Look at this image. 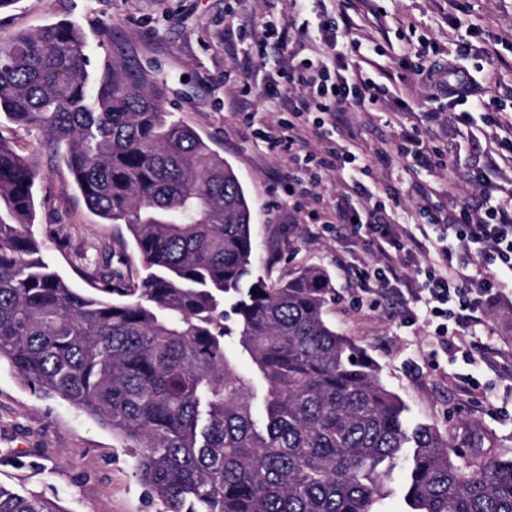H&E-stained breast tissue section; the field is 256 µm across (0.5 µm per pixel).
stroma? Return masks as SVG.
<instances>
[{"instance_id":"1","label":"stroma","mask_w":512,"mask_h":512,"mask_svg":"<svg viewBox=\"0 0 512 512\" xmlns=\"http://www.w3.org/2000/svg\"><path fill=\"white\" fill-rule=\"evenodd\" d=\"M470 23L500 37L512 36V0H465ZM379 19L367 20L370 48H382L376 78L393 94L403 87L395 63L400 21L417 25V36L447 42L448 0H375ZM288 26V54L305 56L307 15L297 0H15L0 10V43L23 29L68 19L91 47V66L112 57L163 81L164 107L194 128L234 168L249 199L256 244L255 274L278 281L308 266L327 270L336 299L325 317L382 368L384 384L401 397L411 420L437 427L462 459L492 452L512 455V281L501 284V300L481 306L477 322L455 329L440 344L434 329L416 317L406 288H361L360 270L375 266L373 248L336 232L331 202L341 189L337 176L324 177L313 195L292 200L288 153L268 151L255 124L288 129L280 105L266 102L263 89L272 58L239 50L261 37V20ZM407 111L393 99L347 117L353 144L370 167L362 182L381 197L397 199L407 227L423 223L409 182L430 185L434 206L447 208L443 170L408 168L397 154L402 134L418 126L420 112L434 108L433 90L415 77ZM250 87L254 123L234 111L230 100ZM38 209L34 231L44 255L79 291L100 253L123 256L124 273L145 270L122 224H104L68 187L69 174L39 158ZM133 449L111 429L58 398L25 386L8 365L0 366V487L50 503L56 512H164V505L135 475Z\"/></svg>"}]
</instances>
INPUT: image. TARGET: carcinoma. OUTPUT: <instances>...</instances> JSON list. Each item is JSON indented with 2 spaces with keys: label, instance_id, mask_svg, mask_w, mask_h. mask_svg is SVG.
Wrapping results in <instances>:
<instances>
[{
  "label": "carcinoma",
  "instance_id": "obj_1",
  "mask_svg": "<svg viewBox=\"0 0 512 512\" xmlns=\"http://www.w3.org/2000/svg\"><path fill=\"white\" fill-rule=\"evenodd\" d=\"M90 53L66 20L0 44V117L41 131L36 151L63 162L92 214L126 225L147 274L106 253L97 285L71 288L32 231L38 172L0 130V361L137 449L164 512H380L397 474L407 512H512V457L461 465L409 419L325 319V269L254 275L232 166L172 119L158 79L122 58L95 76ZM0 512L51 509L0 487Z\"/></svg>",
  "mask_w": 512,
  "mask_h": 512
}]
</instances>
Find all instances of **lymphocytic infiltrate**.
<instances>
[{"instance_id":"f902f5d3","label":"lymphocytic infiltrate","mask_w":512,"mask_h":512,"mask_svg":"<svg viewBox=\"0 0 512 512\" xmlns=\"http://www.w3.org/2000/svg\"><path fill=\"white\" fill-rule=\"evenodd\" d=\"M471 52V42L457 38L453 58L434 63L429 69L436 96L447 101L448 113L443 116L427 111L424 130L404 135L400 154L413 167L437 166V156L427 145L436 140L441 118L460 123L474 112L500 111L499 97L486 94L493 73L471 71L466 65ZM376 67L366 54L352 63L341 55L321 53L283 62L276 81L265 88L264 95L287 102L288 132L283 135L269 127L260 130L259 138L269 150L288 152L296 185H317L330 173L348 181V191L336 201V221L354 237L371 244L381 261L377 270L360 273L361 287H390L401 278L404 255L415 248L427 253L430 263L413 301L425 321L435 322V334L443 339L449 324L472 320L479 300L496 301L502 276L512 275V187L490 183L491 173L512 169V121L495 122L493 130L483 131L486 148L482 165L448 172L449 177L460 174L479 183V197L456 202L441 218L435 236L418 238L412 230L399 228L392 206L358 180V173L368 169L365 158L346 150L333 138L327 139L320 150H312L306 136L308 127H332L337 116L348 110L377 105L388 89L374 78ZM474 252L496 265V272L473 268L470 255Z\"/></svg>"}]
</instances>
